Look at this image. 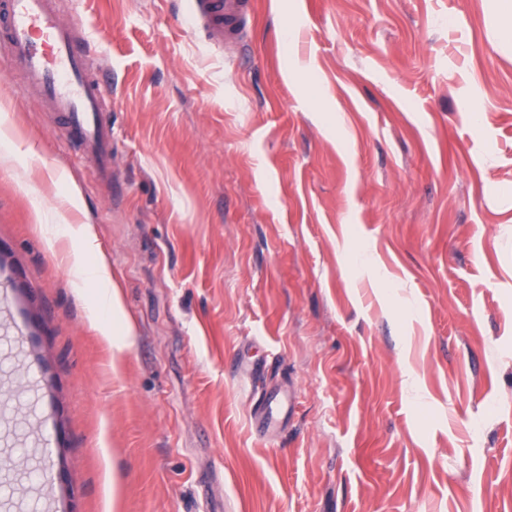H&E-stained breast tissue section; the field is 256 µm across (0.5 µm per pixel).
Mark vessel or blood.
Returning a JSON list of instances; mask_svg holds the SVG:
<instances>
[{"mask_svg":"<svg viewBox=\"0 0 512 512\" xmlns=\"http://www.w3.org/2000/svg\"><path fill=\"white\" fill-rule=\"evenodd\" d=\"M193 19L205 22L213 36L239 40L250 10L248 0H193ZM0 45L13 68L21 70L29 91L49 111L64 114L72 136L93 154L101 174L112 169L102 86L90 70L89 50L77 49L73 29L52 0H0ZM293 401L292 394L266 393L254 417L258 429L270 430Z\"/></svg>","mask_w":512,"mask_h":512,"instance_id":"b4317fda","label":"vessel or blood"}]
</instances>
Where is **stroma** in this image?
I'll list each match as a JSON object with an SVG mask.
<instances>
[{"label": "stroma", "instance_id": "obj_1", "mask_svg": "<svg viewBox=\"0 0 512 512\" xmlns=\"http://www.w3.org/2000/svg\"><path fill=\"white\" fill-rule=\"evenodd\" d=\"M55 2L105 82L112 176L0 50L38 150L0 149V407L13 460H43L0 501L512 512V42L488 0H251L235 57L191 0ZM77 224L123 352L75 285L90 256L47 242ZM65 235L75 242L87 254L95 256L94 263L82 268L76 273L79 287L92 281L100 288L98 304L94 313L112 310V349L118 352L130 348L134 343L136 331L131 322L121 318L123 312V298L121 288L111 273L106 260L99 256L96 240L90 232L88 224L68 226ZM294 390L288 387V394L281 391H271L266 393L261 409L255 414V425L259 430L268 431L275 427L279 421L281 413L288 406L291 410Z\"/></svg>", "mask_w": 512, "mask_h": 512}]
</instances>
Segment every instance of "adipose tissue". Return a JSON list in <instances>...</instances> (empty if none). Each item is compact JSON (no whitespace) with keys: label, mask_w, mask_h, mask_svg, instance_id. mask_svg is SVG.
I'll return each mask as SVG.
<instances>
[{"label":"adipose tissue","mask_w":512,"mask_h":512,"mask_svg":"<svg viewBox=\"0 0 512 512\" xmlns=\"http://www.w3.org/2000/svg\"><path fill=\"white\" fill-rule=\"evenodd\" d=\"M66 235L77 242L85 253L95 257L91 266L77 271L76 280L81 285L91 281L99 287L97 308L112 314L113 349L121 352L130 348L136 336L135 328L131 322L122 316L123 298L121 289L117 281L112 278L106 260L100 257L98 246L89 226L85 224L68 226Z\"/></svg>","instance_id":"ef3b65f1"}]
</instances>
